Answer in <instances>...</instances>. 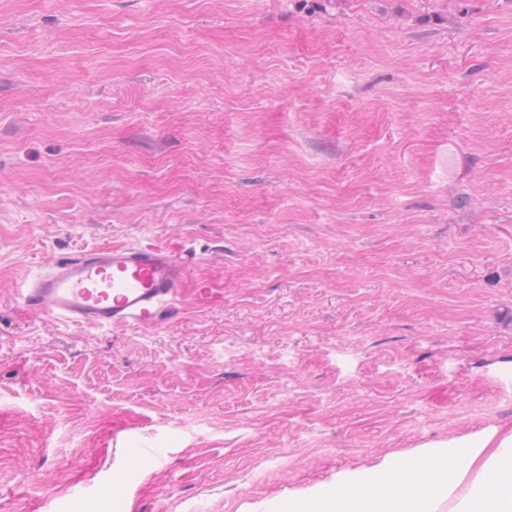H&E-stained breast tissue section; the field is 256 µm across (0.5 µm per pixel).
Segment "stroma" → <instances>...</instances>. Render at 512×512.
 <instances>
[{
	"instance_id": "obj_1",
	"label": "stroma",
	"mask_w": 512,
	"mask_h": 512,
	"mask_svg": "<svg viewBox=\"0 0 512 512\" xmlns=\"http://www.w3.org/2000/svg\"><path fill=\"white\" fill-rule=\"evenodd\" d=\"M134 239L186 245L223 304L22 310L48 260ZM491 427L512 0H0V512H265Z\"/></svg>"
}]
</instances>
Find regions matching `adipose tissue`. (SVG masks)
Returning <instances> with one entry per match:
<instances>
[{
	"label": "adipose tissue",
	"instance_id": "obj_1",
	"mask_svg": "<svg viewBox=\"0 0 512 512\" xmlns=\"http://www.w3.org/2000/svg\"><path fill=\"white\" fill-rule=\"evenodd\" d=\"M269 512H512V429L377 458L273 500Z\"/></svg>",
	"mask_w": 512,
	"mask_h": 512
}]
</instances>
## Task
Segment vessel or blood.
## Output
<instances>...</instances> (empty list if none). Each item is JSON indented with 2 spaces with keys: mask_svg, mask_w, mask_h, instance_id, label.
I'll return each instance as SVG.
<instances>
[{
  "mask_svg": "<svg viewBox=\"0 0 512 512\" xmlns=\"http://www.w3.org/2000/svg\"><path fill=\"white\" fill-rule=\"evenodd\" d=\"M191 258L166 244H107L47 263L17 295L37 315L81 327H150L181 305ZM224 287L200 282L196 305L220 301Z\"/></svg>",
  "mask_w": 512,
  "mask_h": 512,
  "instance_id": "1",
  "label": "vessel or blood"
}]
</instances>
